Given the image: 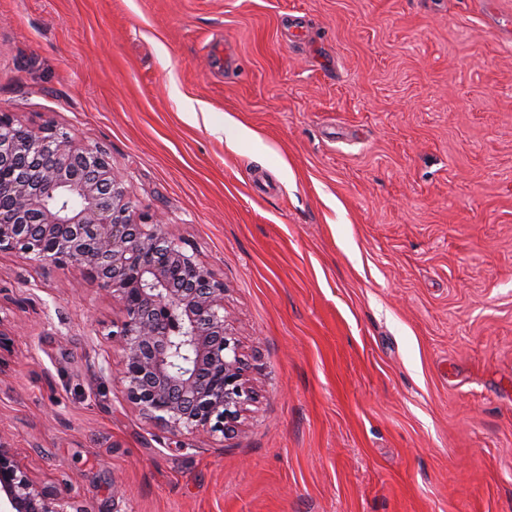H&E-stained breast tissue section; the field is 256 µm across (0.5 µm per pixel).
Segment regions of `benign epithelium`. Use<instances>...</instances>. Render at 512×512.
<instances>
[{"label":"benign epithelium","mask_w":512,"mask_h":512,"mask_svg":"<svg viewBox=\"0 0 512 512\" xmlns=\"http://www.w3.org/2000/svg\"><path fill=\"white\" fill-rule=\"evenodd\" d=\"M1 199L0 253L71 266L119 303L110 336L126 402L178 448L187 435L234 434L249 390L227 331L224 282L163 231L162 217L133 210L106 153L1 112ZM0 512L87 510L34 481L0 436Z\"/></svg>","instance_id":"benign-epithelium-1"}]
</instances>
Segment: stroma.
I'll use <instances>...</instances> for the list:
<instances>
[{"mask_svg": "<svg viewBox=\"0 0 512 512\" xmlns=\"http://www.w3.org/2000/svg\"><path fill=\"white\" fill-rule=\"evenodd\" d=\"M197 250L253 392L131 408L119 305L0 253V435L87 512H512V0H0V113ZM248 136L227 141V121Z\"/></svg>", "mask_w": 512, "mask_h": 512, "instance_id": "1", "label": "stroma"}]
</instances>
